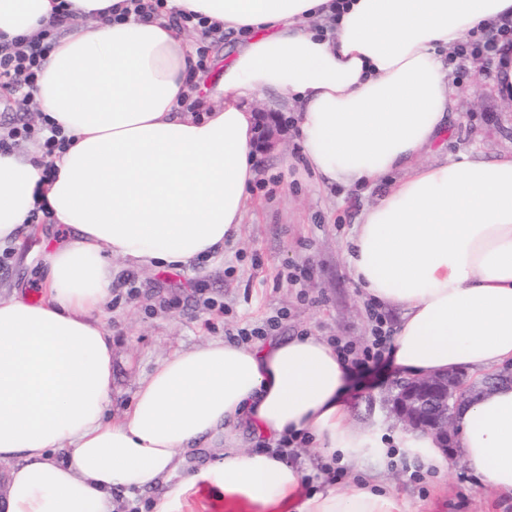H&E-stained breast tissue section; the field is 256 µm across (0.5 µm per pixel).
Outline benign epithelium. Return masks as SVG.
Wrapping results in <instances>:
<instances>
[{"mask_svg": "<svg viewBox=\"0 0 512 512\" xmlns=\"http://www.w3.org/2000/svg\"><path fill=\"white\" fill-rule=\"evenodd\" d=\"M278 125L265 117L259 120L256 147L265 151L274 146ZM507 370L498 376L490 375L477 388L463 385L458 373L429 375L423 378L403 379L384 397L383 402L390 414L403 426L433 434L448 448L454 425V409L449 401L462 393L476 398L498 379H509Z\"/></svg>", "mask_w": 512, "mask_h": 512, "instance_id": "benign-epithelium-1", "label": "benign epithelium"}]
</instances>
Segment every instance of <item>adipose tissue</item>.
Wrapping results in <instances>:
<instances>
[{"mask_svg":"<svg viewBox=\"0 0 512 512\" xmlns=\"http://www.w3.org/2000/svg\"><path fill=\"white\" fill-rule=\"evenodd\" d=\"M0 0V41L57 32L33 96L70 145L42 179L35 156L0 152V245L46 203L71 238L44 257L39 301L0 300V512H112L117 490L159 489L183 512L198 482L226 512H409L394 484L306 487L274 452L310 436L357 467L390 446L445 473L438 440L354 427L348 368L323 337L209 340L163 359L110 419L113 261L188 271L224 251L259 176L250 103L282 93L317 182L383 186L347 254L367 296L400 310L390 356L408 377L512 366V152L424 162L450 123L443 53L512 20V0H166L147 21H110L124 0ZM240 35L220 78L194 73L173 16ZM264 448L243 447L241 431ZM455 444L487 490L512 497V384L461 407ZM221 459L171 478L186 455Z\"/></svg>","mask_w":512,"mask_h":512,"instance_id":"adipose-tissue-1","label":"adipose tissue"}]
</instances>
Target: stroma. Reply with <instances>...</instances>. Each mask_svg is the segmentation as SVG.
Listing matches in <instances>:
<instances>
[{
    "label": "stroma",
    "instance_id": "stroma-1",
    "mask_svg": "<svg viewBox=\"0 0 512 512\" xmlns=\"http://www.w3.org/2000/svg\"><path fill=\"white\" fill-rule=\"evenodd\" d=\"M489 82L484 58L459 61L452 73L451 122L425 162L465 150L489 159L512 151V102L499 99ZM258 164L260 178L246 197L240 234L225 243L223 258L193 274L136 273L133 295L115 284L102 314L112 331V418L122 416L138 382L164 358L211 338L254 343L310 334L359 349L370 340L371 301L350 274L347 246L380 188L317 185L289 126L282 127L276 148L259 153ZM65 237L63 226L45 217L24 225L12 244L0 248V299L18 290L41 298L42 256ZM401 378L389 361L351 372L352 424L394 432L381 398ZM392 455L386 479L405 495L411 512H512V498L488 495L458 459L436 476L400 449Z\"/></svg>",
    "mask_w": 512,
    "mask_h": 512
}]
</instances>
